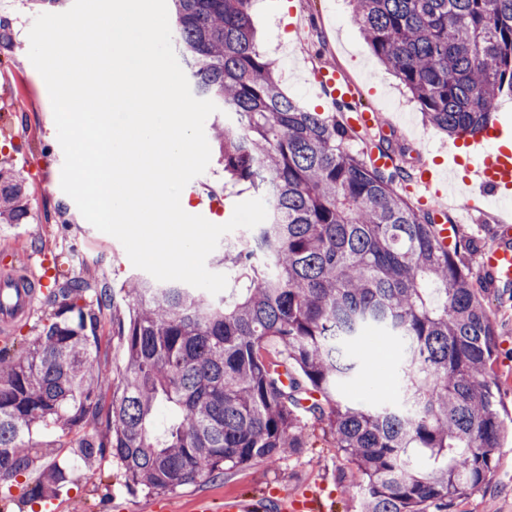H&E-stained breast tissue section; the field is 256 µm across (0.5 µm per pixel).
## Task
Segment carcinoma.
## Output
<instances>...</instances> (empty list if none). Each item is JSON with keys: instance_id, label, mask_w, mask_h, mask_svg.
I'll return each instance as SVG.
<instances>
[{"instance_id": "cac0c4a2", "label": "carcinoma", "mask_w": 512, "mask_h": 512, "mask_svg": "<svg viewBox=\"0 0 512 512\" xmlns=\"http://www.w3.org/2000/svg\"><path fill=\"white\" fill-rule=\"evenodd\" d=\"M196 93L226 118L209 125L224 190L264 199V223L216 255L231 297L182 282L125 283L112 316L126 365L112 380L104 429L96 314L108 286L68 278L59 307L25 351L0 347V484L46 452L33 430L80 432L92 471L105 449L125 486L170 493L306 447L305 411L357 469L361 512H449L493 477L504 420L492 366L497 326L481 291L442 245L428 211L394 184L399 168L349 149V129L301 106L256 44L252 0H171ZM352 20L429 123L475 135L512 94V0H351ZM29 214L20 172L0 167V223ZM403 350V406L343 402L336 387L375 357L367 332ZM165 404L171 421L156 434ZM69 479L45 468L32 499Z\"/></svg>"}]
</instances>
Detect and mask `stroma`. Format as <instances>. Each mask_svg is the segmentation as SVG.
Segmentation results:
<instances>
[{
	"label": "stroma",
	"mask_w": 512,
	"mask_h": 512,
	"mask_svg": "<svg viewBox=\"0 0 512 512\" xmlns=\"http://www.w3.org/2000/svg\"><path fill=\"white\" fill-rule=\"evenodd\" d=\"M0 18L9 23L6 41H0V164L21 172L30 201L26 223L11 228L0 224V268L25 277L42 270L53 277L66 260L72 276L95 287L115 288L113 308L96 313L98 347L93 351L110 380L125 364L124 347L112 333V312L126 310L127 298L119 287L139 270L123 245L87 222L61 189L64 155L51 101L28 57L34 14L23 0H0ZM252 18L260 50L274 61L284 90L301 105L332 111L330 99L313 95L316 73L332 67L353 84L361 107L382 112L389 131L351 133L348 145L366 154L376 144L389 146L407 174L396 188L409 202L417 200L410 179L422 165L442 174L454 170L460 179L479 156L501 147V140L483 135L451 138L427 122L398 77L379 62L351 22L347 0H255ZM511 215L512 192H504L484 199L462 224L461 240L473 244L462 257L466 269L479 273L480 253L492 244L495 224ZM482 297L498 326L493 370L508 423L493 478L458 501L453 512H512V287L487 288ZM401 358L398 347L388 346L383 356L360 366L356 380L337 387L338 397L351 398L370 387L383 400L401 399ZM303 422L307 446L299 453L238 467L221 478L167 494L128 491L121 469L108 454L100 458L95 478H88L73 454L78 434L37 429L31 443L48 454L15 482L0 486V512H193L195 498L206 496L217 505L230 491L254 498L265 508L284 495L308 493L319 499L321 512H360L355 468L318 422L308 416ZM54 462L71 465L70 483L50 497L28 500L44 466Z\"/></svg>",
	"instance_id": "obj_1"
}]
</instances>
